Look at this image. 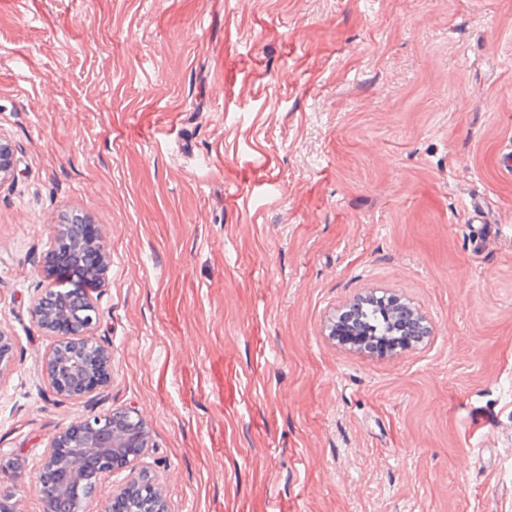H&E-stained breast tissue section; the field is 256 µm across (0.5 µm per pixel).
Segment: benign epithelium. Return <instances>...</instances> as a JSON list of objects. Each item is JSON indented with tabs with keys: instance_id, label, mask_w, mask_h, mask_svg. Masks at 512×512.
<instances>
[{
	"instance_id": "obj_1",
	"label": "benign epithelium",
	"mask_w": 512,
	"mask_h": 512,
	"mask_svg": "<svg viewBox=\"0 0 512 512\" xmlns=\"http://www.w3.org/2000/svg\"><path fill=\"white\" fill-rule=\"evenodd\" d=\"M64 250L76 269L82 304L62 299L49 300L58 293L70 271L48 264L47 288L31 305V316L54 337L45 353L42 371L51 393L79 404L104 386L112 354L95 335L99 318L92 293L104 280L105 261L82 260L86 252L105 254L103 236H85L65 225L54 237L50 253ZM14 357L11 337L0 331V378L10 370ZM149 447L145 419L135 410L106 414L86 413L74 418L49 444L40 475L38 495L42 512H71L72 506L93 497L104 476L129 469L100 512H167L166 503L152 480L132 469Z\"/></svg>"
}]
</instances>
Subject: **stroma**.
<instances>
[{"instance_id": "1", "label": "stroma", "mask_w": 512, "mask_h": 512, "mask_svg": "<svg viewBox=\"0 0 512 512\" xmlns=\"http://www.w3.org/2000/svg\"><path fill=\"white\" fill-rule=\"evenodd\" d=\"M0 457L137 410L169 512H512V0H0ZM101 229L89 407L48 394L51 238ZM394 297L431 334L341 344ZM358 320L356 323L355 331L362 334L358 336L354 332L347 329L346 325L336 321L337 332L340 334L339 343L344 341H355L360 344L359 347L364 348L367 352L378 354H386L392 350L398 351L408 346L409 339L400 336L395 337H378L388 336L393 329L396 331L402 327L398 320L397 312L394 307H389V304L383 305L381 301H369L359 304L356 312ZM370 330L378 336H365L366 331Z\"/></svg>"}]
</instances>
